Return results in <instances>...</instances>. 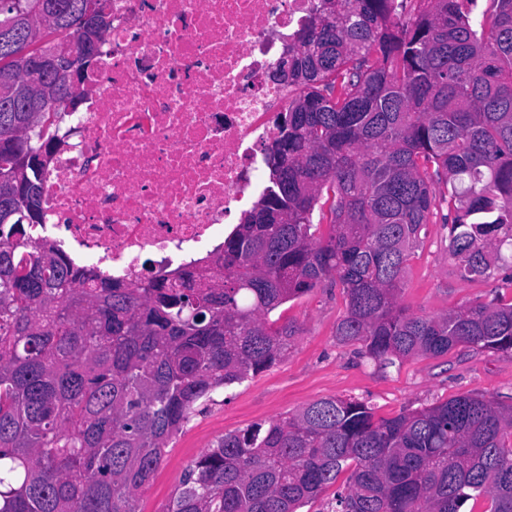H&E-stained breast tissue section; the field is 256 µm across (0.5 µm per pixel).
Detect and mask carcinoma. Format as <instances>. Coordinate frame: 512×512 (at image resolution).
Returning a JSON list of instances; mask_svg holds the SVG:
<instances>
[{"label":"carcinoma","instance_id":"obj_1","mask_svg":"<svg viewBox=\"0 0 512 512\" xmlns=\"http://www.w3.org/2000/svg\"><path fill=\"white\" fill-rule=\"evenodd\" d=\"M328 1L280 62L271 187L224 238V274L174 284L91 280L24 238L43 220L49 129L111 23L89 48L101 0H0V512H141L196 407L280 363L296 330L277 312L329 279L336 336L381 366L512 351V301L398 303L439 220L461 277L512 268V0ZM48 48L77 56L78 80L34 63ZM343 473L331 512H461L483 495L512 512V405L461 396L376 421L322 398L224 435L167 512H298Z\"/></svg>","mask_w":512,"mask_h":512}]
</instances>
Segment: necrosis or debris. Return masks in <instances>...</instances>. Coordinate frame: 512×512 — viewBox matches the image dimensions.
I'll use <instances>...</instances> for the list:
<instances>
[{"mask_svg":"<svg viewBox=\"0 0 512 512\" xmlns=\"http://www.w3.org/2000/svg\"><path fill=\"white\" fill-rule=\"evenodd\" d=\"M112 26L63 113L42 223L72 265L127 282L221 271L226 224L265 193L280 60L319 0H103Z\"/></svg>","mask_w":512,"mask_h":512,"instance_id":"obj_1","label":"necrosis or debris"}]
</instances>
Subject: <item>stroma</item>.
Returning <instances> with one entry per match:
<instances>
[{
	"mask_svg": "<svg viewBox=\"0 0 512 512\" xmlns=\"http://www.w3.org/2000/svg\"><path fill=\"white\" fill-rule=\"evenodd\" d=\"M449 228L431 224L412 254L400 302L411 312L440 315L472 301L512 298L501 277L461 278L448 253ZM346 312L341 289L324 285L289 301L285 315L297 328L283 362L213 393L172 438L151 485L140 497L142 512H166L194 461L229 433L288 416L326 397L367 403L376 418L425 408L459 395L512 404V351L461 345L443 357H414L382 367L362 357L359 346L336 337Z\"/></svg>",
	"mask_w": 512,
	"mask_h": 512,
	"instance_id": "1",
	"label": "stroma"
}]
</instances>
